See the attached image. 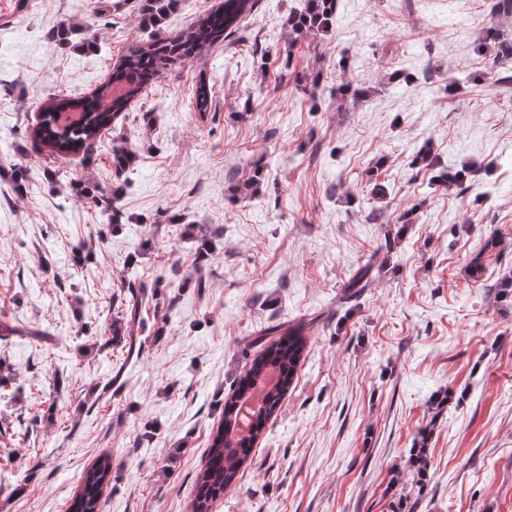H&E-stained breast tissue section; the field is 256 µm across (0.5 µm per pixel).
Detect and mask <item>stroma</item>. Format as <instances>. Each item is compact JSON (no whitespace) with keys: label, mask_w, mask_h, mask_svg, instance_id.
<instances>
[{"label":"stroma","mask_w":512,"mask_h":512,"mask_svg":"<svg viewBox=\"0 0 512 512\" xmlns=\"http://www.w3.org/2000/svg\"><path fill=\"white\" fill-rule=\"evenodd\" d=\"M302 6L260 0L92 153L54 156L30 138L41 106L94 90L149 32L136 0H0V318L53 335L0 338V512H66L103 454L100 512H190L256 332L288 321L311 325L295 382L211 512H512V295L498 290L512 277V88L472 80L477 43L491 28L512 41V15L338 0L321 40L289 30ZM64 19L100 51L48 40ZM344 79L366 96L341 95ZM121 144L137 160L112 224L92 197ZM425 147L481 171L442 191L413 162ZM377 181L389 196L374 221ZM133 273L147 330L131 359Z\"/></svg>","instance_id":"1"}]
</instances>
